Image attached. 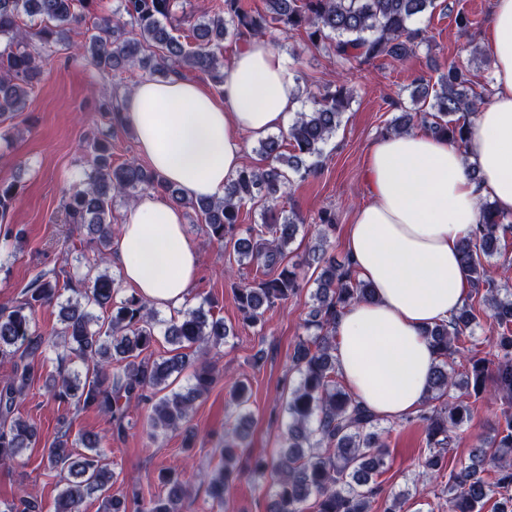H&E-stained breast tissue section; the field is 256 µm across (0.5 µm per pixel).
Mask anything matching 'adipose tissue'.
I'll use <instances>...</instances> for the list:
<instances>
[{
	"mask_svg": "<svg viewBox=\"0 0 512 512\" xmlns=\"http://www.w3.org/2000/svg\"><path fill=\"white\" fill-rule=\"evenodd\" d=\"M492 93L469 126L465 148L427 131L387 135L366 152L367 203L347 228L345 248L371 302L336 321V363L361 405L397 418L426 399L437 353L427 328L449 322L470 291L459 243L490 201L512 216V0H491L486 33ZM297 82L284 57L251 38L224 68L220 96L197 81L145 79L123 116L138 151L183 197H223L243 167L249 140L287 131ZM476 165L478 179L467 174ZM113 260L146 302L180 308L194 288L199 254L180 207L148 193L123 220Z\"/></svg>",
	"mask_w": 512,
	"mask_h": 512,
	"instance_id": "adipose-tissue-1",
	"label": "adipose tissue"
}]
</instances>
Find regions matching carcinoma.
Masks as SVG:
<instances>
[{"instance_id": "obj_1", "label": "carcinoma", "mask_w": 512, "mask_h": 512, "mask_svg": "<svg viewBox=\"0 0 512 512\" xmlns=\"http://www.w3.org/2000/svg\"><path fill=\"white\" fill-rule=\"evenodd\" d=\"M99 0H0V115L21 110L42 74V59L35 44L67 56L76 52L101 73L116 79L112 97L102 103L104 126L90 146L91 171L74 185L63 201L65 223L87 228L88 250L76 263L35 275L25 298L0 306V361L11 371L0 379V463L6 465L37 441V428L23 419L18 406L28 395L37 363L55 355L58 374L49 384L58 402L75 410L95 409L108 417L111 435L123 437L136 421L131 409L145 407L147 436L175 432L188 421L195 402L207 393L214 371L196 356L224 341L230 329L223 319L208 316L203 307L187 308L168 320L133 293L117 299L121 279L107 267L112 251V208L116 199L131 200L141 191H155L173 203L193 210L208 228L209 237L233 245L239 265L260 268L253 282L235 288L242 320L263 326L265 314L288 300L304 279L288 262V248L297 236L301 216L281 201L296 180L317 175L325 146L341 125L342 115L354 98L353 63L389 56L403 60L412 53L423 30L411 27L415 18L437 7L436 0H265L266 10L252 8L248 0H209L185 35L179 30L178 8L186 0H119L110 16L97 18L93 32L77 45L70 32ZM27 16L34 27L26 30ZM281 27L299 31L313 47H324L340 72L336 81L317 95L299 91L312 102L296 112L285 138L259 141L262 167H246L232 177L219 200H188L137 159L112 164V139L126 129L120 90L126 69L139 66L153 77L202 73L219 87L224 81V42L268 37ZM435 80H417L412 106L395 118L387 131L399 134L421 126L463 148L467 116L476 110L478 96L470 92L469 74L454 63L436 69ZM17 196L14 183L0 180V256L15 254L20 238L6 217ZM260 207L261 224L242 227L246 204ZM490 202L481 203L479 224L462 239L460 264L471 293L455 314L452 325L439 324L425 331L437 350L438 362L429 379L424 405L406 416L409 423L425 425L426 448L422 467L438 475L446 466L455 431L471 420L476 402L487 395V382L495 376L493 396L501 416L493 437L479 441L470 463L449 475L448 512H483L485 502L496 500L495 512H512V286L499 283L485 260L506 252L504 241L512 225L505 223ZM316 290L307 328L315 333L294 346L296 385L287 396L288 424L279 455L251 457L252 474L262 479L270 512H372L381 495L373 473L385 463L387 448L379 433L380 418L358 403L341 385L336 366V318L350 304L374 298L373 289L351 267L317 257ZM60 326L48 337L36 321L38 308L55 304L62 292ZM493 318L501 333L489 356L465 357L467 380L456 383L451 361L463 354L461 337L471 332L480 313ZM172 346L167 357H154L158 337ZM190 372L189 387L172 389L174 381ZM463 393L449 397L453 388ZM239 413L217 445L222 465L206 473L201 482L209 495L222 501L241 473L236 459L248 451L249 388L235 385ZM47 448L46 465L57 472L63 488L54 512H83L86 499H100L101 512H127L126 498L112 493L116 482L103 437L82 434L71 439L69 419ZM83 447L84 452L77 451ZM490 472L492 480L481 477ZM165 494L144 497L134 493L136 512H182L190 484L182 474H162ZM0 512H42L27 495L4 505Z\"/></svg>"}]
</instances>
